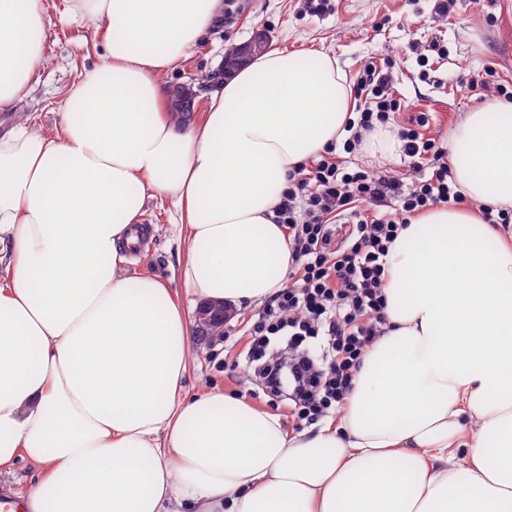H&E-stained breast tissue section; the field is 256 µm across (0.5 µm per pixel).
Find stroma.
<instances>
[{
  "label": "stroma",
  "instance_id": "1",
  "mask_svg": "<svg viewBox=\"0 0 512 512\" xmlns=\"http://www.w3.org/2000/svg\"><path fill=\"white\" fill-rule=\"evenodd\" d=\"M305 5L306 0H237L230 17L190 51L178 70L165 75L164 83L196 91L211 85L223 67L225 48L262 30L271 48L336 57L353 85L367 65L388 71V91L402 105L401 120L427 113L423 134L443 145L462 113L495 100L498 83L512 84V0H453L444 16L436 14L434 0H333L332 10L318 16L307 14ZM65 7L66 0H45L51 20L45 68L19 111L0 112V134L26 118L35 120L39 130L53 132L65 89L101 61V34L69 17ZM436 42L444 45L445 55L432 51ZM474 80L487 83L476 95L468 89ZM142 221L152 230L151 243L134 254L129 274L160 278L186 307L196 308L198 300L185 288L177 266L185 244L171 199L149 200ZM257 311L254 305L238 308L222 336L192 341L185 379L189 392L215 386L240 396L256 387L254 374L239 364L235 334L241 319Z\"/></svg>",
  "mask_w": 512,
  "mask_h": 512
}]
</instances>
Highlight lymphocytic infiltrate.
Segmentation results:
<instances>
[{
  "label": "lymphocytic infiltrate",
  "mask_w": 512,
  "mask_h": 512,
  "mask_svg": "<svg viewBox=\"0 0 512 512\" xmlns=\"http://www.w3.org/2000/svg\"><path fill=\"white\" fill-rule=\"evenodd\" d=\"M387 72L370 67L358 82L359 102L344 129V152L363 133L395 123L401 104L387 94ZM426 114L398 135L406 156L432 172L412 184L321 156L290 175L276 213L288 229L293 264L288 284L247 330L246 360L272 394L289 388L290 414L309 424L339 411L354 388L368 348L385 323L387 257L411 217L462 203L445 148L424 137Z\"/></svg>",
  "instance_id": "obj_1"
}]
</instances>
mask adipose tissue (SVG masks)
<instances>
[{"label": "adipose tissue", "instance_id": "obj_1", "mask_svg": "<svg viewBox=\"0 0 512 512\" xmlns=\"http://www.w3.org/2000/svg\"><path fill=\"white\" fill-rule=\"evenodd\" d=\"M105 62L68 86L55 133L0 135V475L22 512H512V103L463 113L448 166L469 204L414 219L387 258L384 333L337 424L288 431L240 397L184 387L190 319L134 277L147 200L181 213L200 299L285 286L288 177L343 135L335 58L253 56L175 118L164 74L224 0H68ZM43 0H0V112L45 65Z\"/></svg>", "mask_w": 512, "mask_h": 512}]
</instances>
